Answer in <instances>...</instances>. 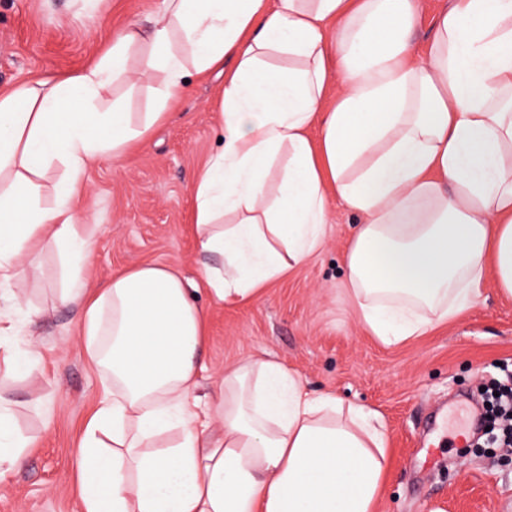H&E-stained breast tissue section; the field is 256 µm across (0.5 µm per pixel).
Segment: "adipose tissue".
<instances>
[{"label": "adipose tissue", "mask_w": 512, "mask_h": 512, "mask_svg": "<svg viewBox=\"0 0 512 512\" xmlns=\"http://www.w3.org/2000/svg\"><path fill=\"white\" fill-rule=\"evenodd\" d=\"M417 0H166L79 72L0 89V355L37 351L19 290L54 249L61 305L104 395L77 445L81 512H374L390 470L381 414L307 391L282 363L226 371L210 427L194 391L206 312L175 268L90 288L89 167L120 162L170 117L189 76L224 74L222 148L192 185L215 303L257 298L324 243L329 202L358 214L345 256L362 324L387 345L458 317L487 278L512 297V0H451L419 51ZM140 48L162 73L141 119L111 99ZM29 439L0 392V476Z\"/></svg>", "instance_id": "1"}]
</instances>
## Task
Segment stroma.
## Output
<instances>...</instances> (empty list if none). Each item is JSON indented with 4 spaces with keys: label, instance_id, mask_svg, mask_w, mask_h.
Wrapping results in <instances>:
<instances>
[{
    "label": "stroma",
    "instance_id": "stroma-1",
    "mask_svg": "<svg viewBox=\"0 0 512 512\" xmlns=\"http://www.w3.org/2000/svg\"><path fill=\"white\" fill-rule=\"evenodd\" d=\"M163 0H0V86L32 75H68L95 62L121 31L144 24ZM224 78L192 84L142 148L87 174L80 205L94 243L89 285L129 266L155 262L200 279L207 257L191 230L192 184L223 135ZM323 246L246 306L195 302L208 313V345L196 391L209 401L225 367L247 358L295 369L310 392H330L377 409L389 434L391 469L377 512H512V455L461 433L478 413L482 383L512 376V298L487 282L460 317L400 345L363 326L346 289L343 253L358 214L330 205ZM54 251L29 275L25 300L38 309L20 346L40 364L16 375L0 360V388L32 440L25 466L0 477V512H80L72 485L82 424L102 394V374L77 336L78 312L58 302Z\"/></svg>",
    "mask_w": 512,
    "mask_h": 512
}]
</instances>
